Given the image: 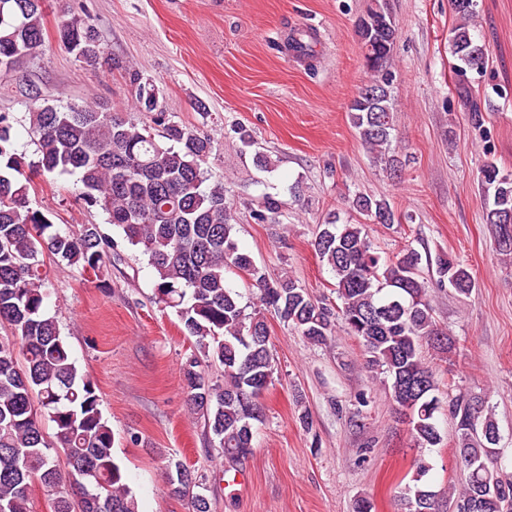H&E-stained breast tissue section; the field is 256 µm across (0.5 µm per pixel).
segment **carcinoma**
Wrapping results in <instances>:
<instances>
[{
  "label": "carcinoma",
  "mask_w": 512,
  "mask_h": 512,
  "mask_svg": "<svg viewBox=\"0 0 512 512\" xmlns=\"http://www.w3.org/2000/svg\"><path fill=\"white\" fill-rule=\"evenodd\" d=\"M461 23L451 31L454 56L480 70L485 53L470 32L474 0H451ZM46 0H0V70L39 54L45 45ZM370 79L350 104L362 142L393 176L394 131L387 68L398 29L382 0H374L357 23ZM59 37L78 59L95 68L109 64L87 15L64 20ZM301 31L289 47L313 56ZM134 106L153 112L159 134L118 113L86 102H50L29 90L24 101L38 160L32 173L11 141V117L0 113V512H31V489L50 492L52 512H140L138 500L112 454L113 434L100 409L95 383L72 359L57 320L46 311L42 256L48 255L99 280L112 266L114 241L98 224L76 231L54 228L46 212L31 206V174L75 175L84 200L107 214L125 245L147 257L155 272V299L174 309L183 335L195 339L181 364L191 411L203 419L217 455L234 463L249 455L261 399L274 381L271 311L315 345L335 336V320L359 340L366 368L383 374L382 384L406 417L417 447L441 441L439 382L422 356L425 345L449 352L454 341L436 324L428 287L421 279V254L406 248L383 260L360 224L329 222L313 242L336 279L338 311L315 300L295 279L272 278L241 250L234 203L224 183L204 186L211 138L165 121L163 96L154 81L130 74ZM485 220L494 248L512 254V176L492 162L481 169ZM285 203L266 196L253 218L263 224ZM352 207L375 224L399 223L390 204L359 194ZM439 284L469 294L475 281L449 254L435 259ZM249 274L248 287L260 303L253 310L228 286L227 274ZM223 368L224 384L205 381V368ZM455 423L456 452L467 472L454 512H512V480L502 476L500 432L484 397L461 392L448 402ZM53 423V435L42 420ZM418 463L412 484L399 496L404 512H438L440 493ZM172 495L188 501L189 512H211L203 493L207 476L180 460L167 465Z\"/></svg>",
  "instance_id": "carcinoma-1"
}]
</instances>
